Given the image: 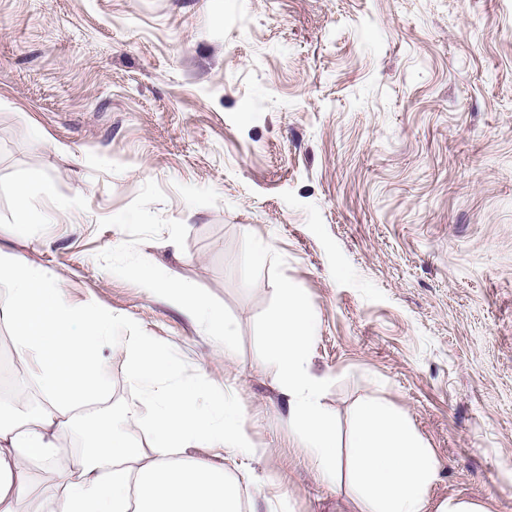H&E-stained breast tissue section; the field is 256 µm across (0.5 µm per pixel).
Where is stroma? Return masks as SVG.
<instances>
[{
    "label": "stroma",
    "mask_w": 512,
    "mask_h": 512,
    "mask_svg": "<svg viewBox=\"0 0 512 512\" xmlns=\"http://www.w3.org/2000/svg\"><path fill=\"white\" fill-rule=\"evenodd\" d=\"M0 254L119 318L99 404L142 399L128 336L231 391L255 455L185 453L244 512L357 492L317 480L285 420L265 335L286 285L318 315L339 449L382 398L438 462L432 503L512 512V0H0ZM147 268L223 311L233 358ZM38 180L39 176L37 174H32L25 182L18 185L15 191L17 211L16 225L18 230L23 233L31 231V229L34 227V224L40 223L38 219L29 211L27 203L29 188L31 184L37 182Z\"/></svg>",
    "instance_id": "35a3bbf8"
}]
</instances>
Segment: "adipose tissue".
<instances>
[{
	"label": "adipose tissue",
	"instance_id": "obj_1",
	"mask_svg": "<svg viewBox=\"0 0 512 512\" xmlns=\"http://www.w3.org/2000/svg\"><path fill=\"white\" fill-rule=\"evenodd\" d=\"M140 286L218 330V348L232 353L220 310L190 297L158 268L144 270ZM65 294L63 284L47 280L38 267L0 257V317L12 327L19 353L36 359L38 378L53 400L52 409L0 423V512H21L32 466L49 463L57 439L72 433L79 434L83 452L59 470L62 492L46 512H241L238 486L223 468L182 455L201 440L231 458L253 455L234 402L202 378L171 384L178 363L152 337L126 339L147 416L125 410L82 427L77 411L99 382L95 356L113 319L70 307ZM316 334L315 311L301 292L283 287L267 324L268 355L288 399V424L316 476L332 485L348 468L358 488L351 512H484L470 502L430 503L436 460L411 423L376 400L360 408L349 459L340 461L334 420L321 404L322 381L307 367ZM205 390L212 398L203 411L196 397Z\"/></svg>",
	"mask_w": 512,
	"mask_h": 512
}]
</instances>
